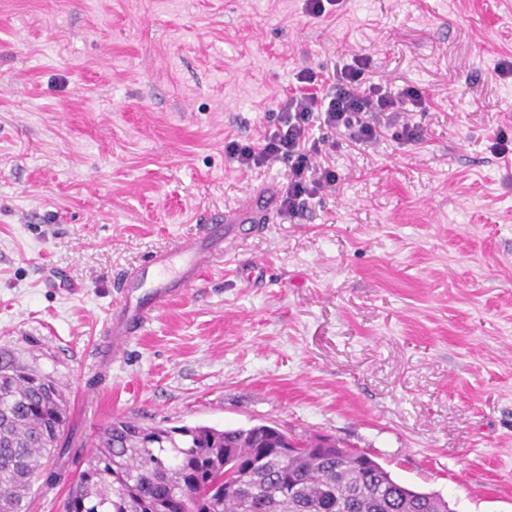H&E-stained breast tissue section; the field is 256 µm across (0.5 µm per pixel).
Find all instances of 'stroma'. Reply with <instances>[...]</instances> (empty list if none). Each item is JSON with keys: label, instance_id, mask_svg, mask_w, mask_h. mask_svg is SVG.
Segmentation results:
<instances>
[{"label": "stroma", "instance_id": "stroma-1", "mask_svg": "<svg viewBox=\"0 0 512 512\" xmlns=\"http://www.w3.org/2000/svg\"><path fill=\"white\" fill-rule=\"evenodd\" d=\"M369 57L423 139L337 137L295 218L257 140L305 67ZM512 0H0V358L51 377L74 471L112 419L363 448L454 512H512ZM238 254L113 354L118 280L209 213Z\"/></svg>", "mask_w": 512, "mask_h": 512}]
</instances>
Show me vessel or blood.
I'll return each mask as SVG.
<instances>
[{"label":"vessel or blood","instance_id":"obj_1","mask_svg":"<svg viewBox=\"0 0 512 512\" xmlns=\"http://www.w3.org/2000/svg\"><path fill=\"white\" fill-rule=\"evenodd\" d=\"M251 209L247 201L240 211L211 215L201 233L152 254L125 274L120 282L121 306L105 328L113 343L121 344L142 328L152 311L192 286L202 271L235 254L245 240L240 226Z\"/></svg>","mask_w":512,"mask_h":512}]
</instances>
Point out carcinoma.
Segmentation results:
<instances>
[{"mask_svg": "<svg viewBox=\"0 0 512 512\" xmlns=\"http://www.w3.org/2000/svg\"><path fill=\"white\" fill-rule=\"evenodd\" d=\"M67 399L55 381L0 363V512H26L41 459L59 447ZM280 428H100L63 512H448L364 451Z\"/></svg>", "mask_w": 512, "mask_h": 512, "instance_id": "obj_1", "label": "carcinoma"}]
</instances>
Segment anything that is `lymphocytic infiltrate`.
I'll return each instance as SVG.
<instances>
[{
    "label": "lymphocytic infiltrate",
    "mask_w": 512,
    "mask_h": 512,
    "mask_svg": "<svg viewBox=\"0 0 512 512\" xmlns=\"http://www.w3.org/2000/svg\"><path fill=\"white\" fill-rule=\"evenodd\" d=\"M366 66V59L356 58L331 76L311 68L299 71L295 89L279 103L276 125L259 142L225 143V155L240 167L287 165V188L280 205L288 214H297L303 197L315 196L336 182L335 172L318 162L323 147L312 135L314 125L345 132L359 144L377 141L383 130L396 125L401 139L422 140L417 128L398 123L403 102L425 106L422 92L408 88L400 97H392L380 85L364 83Z\"/></svg>",
    "instance_id": "f902f5d3"
}]
</instances>
